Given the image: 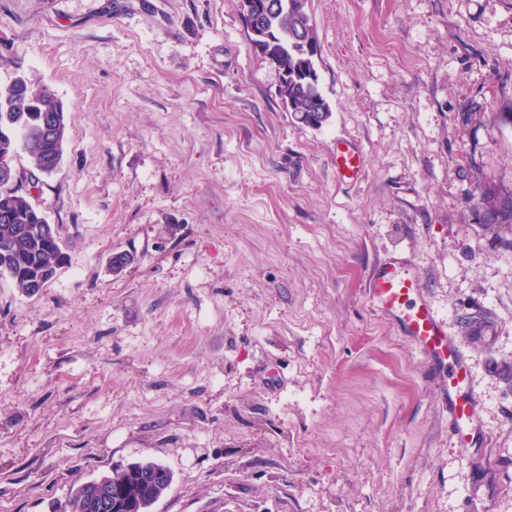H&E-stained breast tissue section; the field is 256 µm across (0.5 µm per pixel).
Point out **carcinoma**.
Instances as JSON below:
<instances>
[{
    "label": "carcinoma",
    "instance_id": "carcinoma-1",
    "mask_svg": "<svg viewBox=\"0 0 512 512\" xmlns=\"http://www.w3.org/2000/svg\"><path fill=\"white\" fill-rule=\"evenodd\" d=\"M276 11L262 13L257 24L276 40L282 67L288 71L291 83L294 115L315 113L317 127L328 124L332 108L321 84L307 80L316 64L317 50L306 51L295 43L300 29L310 22L307 0H279ZM55 114L64 116L63 105L43 86L18 77L6 87L0 86V174L12 165L16 157V144L22 140L30 145V161L50 175L61 163L65 136L45 138L40 132L42 117ZM0 177V240L12 241L9 255H0V278L12 280L18 288L27 290L30 280L40 270L56 260L53 237L38 233L33 226L42 223L41 211L23 194H12L2 186ZM106 479L119 484L125 497L139 503L147 498L158 500L168 487L151 488L139 480V475L116 470Z\"/></svg>",
    "mask_w": 512,
    "mask_h": 512
}]
</instances>
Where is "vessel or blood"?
I'll use <instances>...</instances> for the list:
<instances>
[{"mask_svg": "<svg viewBox=\"0 0 512 512\" xmlns=\"http://www.w3.org/2000/svg\"><path fill=\"white\" fill-rule=\"evenodd\" d=\"M332 161L341 181L351 183L361 177L362 156L354 146L337 144ZM369 299L377 311L396 320L431 365L447 377L450 426L463 444H472L481 434L482 425L471 391L467 358L420 294L416 273L396 264L378 268L370 278Z\"/></svg>", "mask_w": 512, "mask_h": 512, "instance_id": "obj_1", "label": "vessel or blood"}]
</instances>
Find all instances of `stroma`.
<instances>
[{
	"mask_svg": "<svg viewBox=\"0 0 512 512\" xmlns=\"http://www.w3.org/2000/svg\"><path fill=\"white\" fill-rule=\"evenodd\" d=\"M307 9L319 129L239 0H0V86L67 124L30 196L63 261L36 295L0 279V512L145 459L173 475L151 512H512V0ZM389 261L469 320L477 447L368 300ZM339 179L346 183L357 181L363 171V162L360 152L349 144L337 143L332 157Z\"/></svg>",
	"mask_w": 512,
	"mask_h": 512,
	"instance_id": "obj_1",
	"label": "stroma"
}]
</instances>
